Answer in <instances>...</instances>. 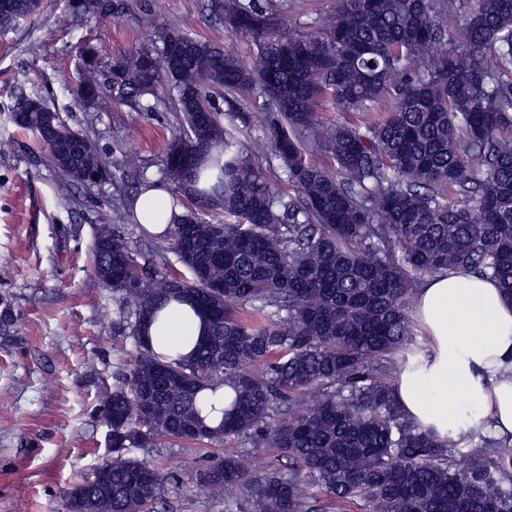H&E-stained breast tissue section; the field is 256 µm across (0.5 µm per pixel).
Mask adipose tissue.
<instances>
[{
    "label": "adipose tissue",
    "mask_w": 512,
    "mask_h": 512,
    "mask_svg": "<svg viewBox=\"0 0 512 512\" xmlns=\"http://www.w3.org/2000/svg\"><path fill=\"white\" fill-rule=\"evenodd\" d=\"M133 212L158 238L184 215L170 188L155 180L142 188ZM413 320L425 350L418 365L396 376L393 394L403 413L443 438L464 423L496 438L512 436V303L497 283L467 270L428 276L413 298ZM206 331L190 302H173L146 336L155 353L187 356Z\"/></svg>",
    "instance_id": "ef3b65f1"
}]
</instances>
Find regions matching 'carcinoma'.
Instances as JSON below:
<instances>
[{"label": "carcinoma", "mask_w": 512, "mask_h": 512, "mask_svg": "<svg viewBox=\"0 0 512 512\" xmlns=\"http://www.w3.org/2000/svg\"><path fill=\"white\" fill-rule=\"evenodd\" d=\"M457 0H336L317 34L283 36L277 0H214L224 23L257 46L249 67L221 45L176 29L156 31L128 57L100 66L81 46L77 99H110L141 112L171 83L182 131L162 178L187 214L169 249L186 273L165 272L117 229L91 245L92 274L118 302L113 335L130 338V369L113 374L102 414L112 460L70 488L68 512H148L164 477L130 448L160 440L247 448L203 470L199 490L224 512H322L317 486L366 512H512V443L483 438L463 452L399 409L387 379L418 362L411 308L421 280L467 269L495 279L512 302V0H466L465 38L448 45ZM40 0H0V29L34 15ZM127 0H67L70 22L121 18ZM256 88L272 104L250 146L224 127L221 92ZM373 122L323 133L332 173L304 155L320 99ZM12 120L76 182L109 176L93 142L37 94L20 92ZM466 139L467 151L459 148ZM276 163L297 197L284 199L258 160ZM224 212V223L212 218ZM217 310L189 356L146 342L149 320L172 300ZM250 307L254 324L236 310ZM227 386V408L207 392ZM278 448L283 470L259 449ZM240 486L243 501L224 498Z\"/></svg>", "instance_id": "carcinoma-1"}]
</instances>
